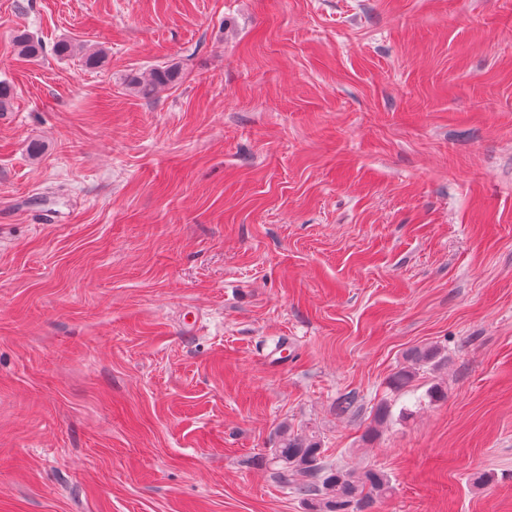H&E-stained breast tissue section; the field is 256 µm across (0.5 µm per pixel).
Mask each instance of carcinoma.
Segmentation results:
<instances>
[{
  "instance_id": "carcinoma-1",
  "label": "carcinoma",
  "mask_w": 512,
  "mask_h": 512,
  "mask_svg": "<svg viewBox=\"0 0 512 512\" xmlns=\"http://www.w3.org/2000/svg\"><path fill=\"white\" fill-rule=\"evenodd\" d=\"M18 54L29 59L43 52L42 43L27 31L18 30L13 37ZM181 71L175 64L155 68L149 76L132 75L128 88L143 98H151L158 88L178 82ZM440 358L436 347L416 348L409 354L410 365L389 378L391 390L399 392L412 382L419 369L434 365ZM271 454L281 466L280 480L288 484L299 475L305 481L297 486L301 494L312 497L311 512H368L390 492V480L384 471L368 468L355 475L341 469L326 470L319 442L302 434L285 432Z\"/></svg>"
}]
</instances>
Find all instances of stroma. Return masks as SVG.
Wrapping results in <instances>:
<instances>
[{"instance_id": "35a3bbf8", "label": "stroma", "mask_w": 512, "mask_h": 512, "mask_svg": "<svg viewBox=\"0 0 512 512\" xmlns=\"http://www.w3.org/2000/svg\"><path fill=\"white\" fill-rule=\"evenodd\" d=\"M0 80V512H309L285 429L512 512V0H0ZM13 45L19 55L29 59H36L43 52L42 43L37 39L35 40L26 30L15 32ZM181 71L176 64L155 68L148 77L132 75L127 79L128 88L143 98H151L157 89L178 82ZM408 357L411 363L407 369L403 368L389 378L388 385L395 392L408 387L421 367L435 365L440 358V351L437 347L416 348L410 352Z\"/></svg>"}]
</instances>
